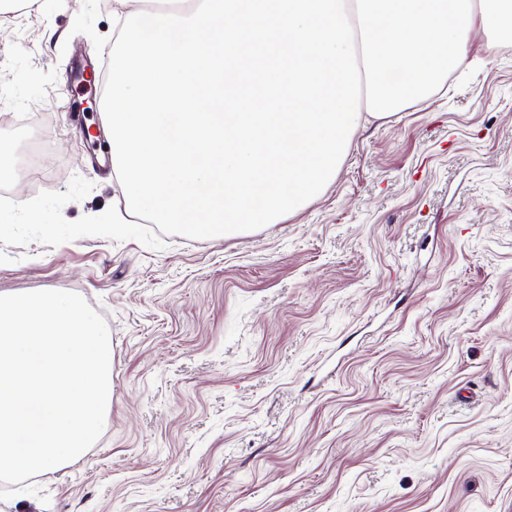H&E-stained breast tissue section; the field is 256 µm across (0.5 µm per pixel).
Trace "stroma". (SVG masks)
Returning <instances> with one entry per match:
<instances>
[{
    "label": "stroma",
    "instance_id": "stroma-1",
    "mask_svg": "<svg viewBox=\"0 0 512 512\" xmlns=\"http://www.w3.org/2000/svg\"><path fill=\"white\" fill-rule=\"evenodd\" d=\"M114 0L0 10V138L45 182L0 205V295L106 320L112 407L85 458L0 512H512V51L486 25L429 103L364 116L322 195L193 239L112 220L77 53Z\"/></svg>",
    "mask_w": 512,
    "mask_h": 512
}]
</instances>
